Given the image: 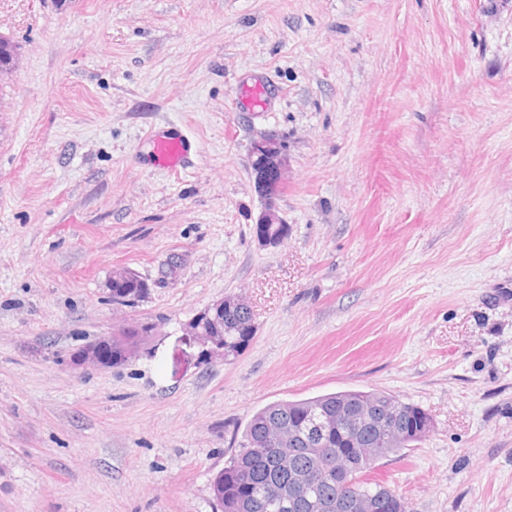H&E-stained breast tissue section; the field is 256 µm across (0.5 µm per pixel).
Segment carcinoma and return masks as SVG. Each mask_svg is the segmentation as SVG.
<instances>
[{
    "mask_svg": "<svg viewBox=\"0 0 512 512\" xmlns=\"http://www.w3.org/2000/svg\"><path fill=\"white\" fill-rule=\"evenodd\" d=\"M0 43V64L11 68L17 46L2 36ZM254 331L250 308H224L225 355L240 352ZM137 339L130 330L112 339V362L121 363V347ZM363 397L382 404L402 403L385 392L350 391L275 402L256 411L242 432L238 454L214 479L213 494L220 512H312L311 501L323 506L320 512H349L336 510V498L345 491L370 500L371 512H405L400 494L369 478L376 459L356 452L378 433L373 422H351L344 417L354 410L351 401ZM428 419L422 408L411 403L399 415L413 443L420 441L416 434ZM301 471L319 476L306 497L292 492L295 475Z\"/></svg>",
    "mask_w": 512,
    "mask_h": 512,
    "instance_id": "carcinoma-1",
    "label": "carcinoma"
}]
</instances>
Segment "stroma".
<instances>
[{"label": "stroma", "instance_id": "1", "mask_svg": "<svg viewBox=\"0 0 512 512\" xmlns=\"http://www.w3.org/2000/svg\"><path fill=\"white\" fill-rule=\"evenodd\" d=\"M1 35L0 512H216L255 410L340 391L429 414L371 473L406 512H512V0H0ZM118 268L147 294L112 303ZM228 296L255 335L223 358L188 325ZM238 98L249 111H264L269 104L268 86L262 82L245 84L240 88ZM152 152L157 160L172 169H184L188 161L185 145L182 140L165 135L151 136ZM251 168L254 186L262 201V209L255 224H278V232L289 231L279 212L277 200L285 186L288 157L279 139L265 135L253 142Z\"/></svg>", "mask_w": 512, "mask_h": 512}]
</instances>
